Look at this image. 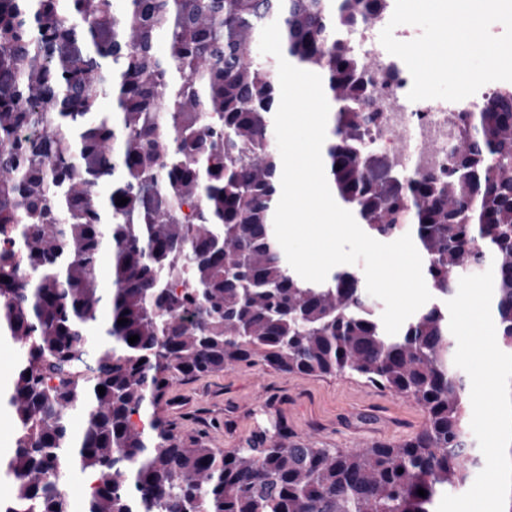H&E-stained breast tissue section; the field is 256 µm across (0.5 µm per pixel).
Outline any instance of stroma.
<instances>
[{
	"label": "stroma",
	"mask_w": 512,
	"mask_h": 512,
	"mask_svg": "<svg viewBox=\"0 0 512 512\" xmlns=\"http://www.w3.org/2000/svg\"><path fill=\"white\" fill-rule=\"evenodd\" d=\"M159 412L184 441L225 450L277 425L325 448H361L408 439L425 421L412 401L356 377L289 375L245 363L174 383Z\"/></svg>",
	"instance_id": "1"
}]
</instances>
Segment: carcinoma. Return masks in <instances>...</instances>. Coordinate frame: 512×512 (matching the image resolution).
Returning <instances> with one entry per match:
<instances>
[{
    "label": "carcinoma",
    "instance_id": "carcinoma-1",
    "mask_svg": "<svg viewBox=\"0 0 512 512\" xmlns=\"http://www.w3.org/2000/svg\"><path fill=\"white\" fill-rule=\"evenodd\" d=\"M385 8L0 0V337L19 344L0 390L15 430L0 512H70L72 469L92 478L85 512H433L442 491L469 483L481 457L448 315L433 305L389 335L357 268L308 282L274 234L280 88L256 53L273 19L334 104L325 155L338 200L371 235L412 228L438 293L493 268L495 328L512 354V89L457 117L446 175L408 178L369 145L370 66L335 40ZM106 250L110 288L96 276ZM257 362L356 375L414 401L425 424L359 449L278 427L226 452L147 414L176 381Z\"/></svg>",
    "mask_w": 512,
    "mask_h": 512
}]
</instances>
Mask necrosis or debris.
I'll return each instance as SVG.
<instances>
[{"label": "necrosis or debris", "mask_w": 512, "mask_h": 512, "mask_svg": "<svg viewBox=\"0 0 512 512\" xmlns=\"http://www.w3.org/2000/svg\"><path fill=\"white\" fill-rule=\"evenodd\" d=\"M392 16L391 11L368 23L336 32V42L360 54L370 64L372 94L379 114L372 134L378 148L392 154L400 166L411 173H439L448 166V148L458 137L452 118L473 109L498 82L482 86L474 95L457 102L434 99L409 101L407 90L412 81L405 63L389 54L379 36ZM405 150H398V143Z\"/></svg>", "instance_id": "obj_1"}]
</instances>
